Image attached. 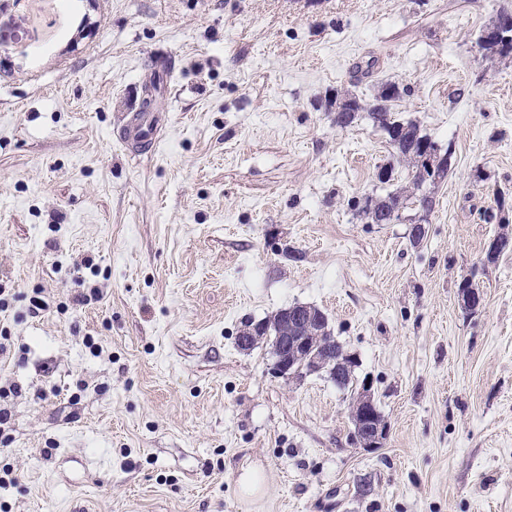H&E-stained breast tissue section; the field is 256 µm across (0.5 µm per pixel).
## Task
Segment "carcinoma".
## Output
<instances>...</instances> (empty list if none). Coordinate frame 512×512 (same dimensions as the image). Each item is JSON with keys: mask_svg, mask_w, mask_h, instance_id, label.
Returning <instances> with one entry per match:
<instances>
[{"mask_svg": "<svg viewBox=\"0 0 512 512\" xmlns=\"http://www.w3.org/2000/svg\"><path fill=\"white\" fill-rule=\"evenodd\" d=\"M479 47L487 58L512 57V48L505 49L495 41L481 42ZM397 91L396 83L382 84L379 86L374 103L368 106L363 105L361 100L349 91L336 92L334 116L336 127L342 130L352 127L364 112L374 126L391 134L389 144L393 149V161L384 166L388 174L379 179V182L382 184L389 182L397 164L411 168L412 190L410 192L389 191L384 195L366 197L360 212L366 216L370 224L389 223L388 215L394 209L405 210L414 206L426 213L432 211L435 200L429 187L445 181L451 171V167L447 165L431 173L420 163V144L423 142L431 144L433 140L421 133L417 123L412 120H402L392 111L391 103L397 100ZM343 353V345L336 344V369L344 378V388L354 391L360 387V384L355 380V375L345 369L342 363Z\"/></svg>", "mask_w": 512, "mask_h": 512, "instance_id": "cac0c4a2", "label": "carcinoma"}]
</instances>
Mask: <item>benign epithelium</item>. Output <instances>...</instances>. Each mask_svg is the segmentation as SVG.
Returning a JSON list of instances; mask_svg holds the SVG:
<instances>
[{
  "mask_svg": "<svg viewBox=\"0 0 512 512\" xmlns=\"http://www.w3.org/2000/svg\"><path fill=\"white\" fill-rule=\"evenodd\" d=\"M496 40L512 44V12L501 14L495 28ZM290 318L285 335L279 336L271 348L272 372L286 379L305 377L330 370L331 353L320 345L318 327L326 315L306 305L288 309ZM353 438L361 448H379L387 438V426L374 400L369 383L365 382L351 401Z\"/></svg>",
  "mask_w": 512,
  "mask_h": 512,
  "instance_id": "obj_1",
  "label": "benign epithelium"
}]
</instances>
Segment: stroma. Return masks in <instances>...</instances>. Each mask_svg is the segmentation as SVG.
<instances>
[{"instance_id":"stroma-1","label":"stroma","mask_w":512,"mask_h":512,"mask_svg":"<svg viewBox=\"0 0 512 512\" xmlns=\"http://www.w3.org/2000/svg\"><path fill=\"white\" fill-rule=\"evenodd\" d=\"M504 10L0 0V512H512V251L483 262L512 236V58L477 43ZM154 81L163 138L132 152ZM387 81L452 169L428 216L370 224L355 201L408 171L379 183L385 133L329 102ZM295 303L356 356L382 447L354 443L349 391L238 348ZM238 486L240 493L245 497H258L263 492L264 477L257 468L245 467L241 469Z\"/></svg>"}]
</instances>
